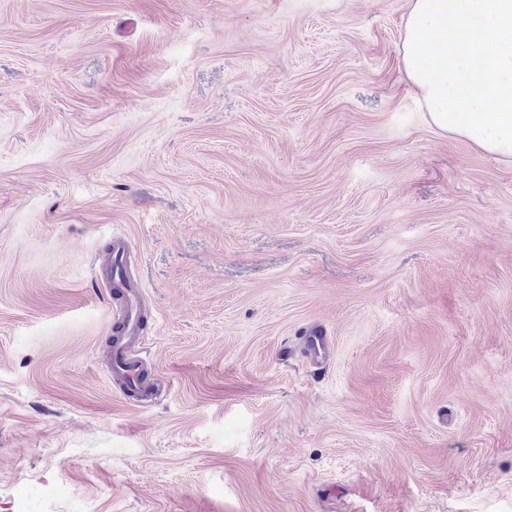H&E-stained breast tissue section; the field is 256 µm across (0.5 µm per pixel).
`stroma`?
Segmentation results:
<instances>
[{
    "mask_svg": "<svg viewBox=\"0 0 512 512\" xmlns=\"http://www.w3.org/2000/svg\"><path fill=\"white\" fill-rule=\"evenodd\" d=\"M408 8L0 0V512H512V161L428 123ZM129 241L122 236H112L108 257L103 267L98 269V277L108 288L114 300L122 303V314L111 325L112 341L109 345L111 375L120 379L128 391L141 390V398L152 403L164 391L158 378L150 377L145 363L132 347L141 340V316L138 283L129 278L126 271V257ZM301 345L304 353L316 363L329 356V336L320 328H309L302 333Z\"/></svg>",
    "mask_w": 512,
    "mask_h": 512,
    "instance_id": "1",
    "label": "stroma"
}]
</instances>
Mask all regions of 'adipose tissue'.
I'll use <instances>...</instances> for the list:
<instances>
[{
    "label": "adipose tissue",
    "mask_w": 512,
    "mask_h": 512,
    "mask_svg": "<svg viewBox=\"0 0 512 512\" xmlns=\"http://www.w3.org/2000/svg\"><path fill=\"white\" fill-rule=\"evenodd\" d=\"M402 67L432 125L512 161V0H409Z\"/></svg>",
    "instance_id": "1"
}]
</instances>
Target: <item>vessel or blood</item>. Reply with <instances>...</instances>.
Instances as JSON below:
<instances>
[{
    "mask_svg": "<svg viewBox=\"0 0 512 512\" xmlns=\"http://www.w3.org/2000/svg\"><path fill=\"white\" fill-rule=\"evenodd\" d=\"M128 251V239L113 237L106 263L98 270L99 279L112 297L122 303V313L110 328L111 373L122 381L125 389L140 391L142 399L153 401L161 396L163 388L158 379L147 374L143 360L132 352L133 346L141 339L138 307L141 291L126 271ZM301 345L305 354L315 362H323L329 356V338L322 329L314 327L305 330Z\"/></svg>",
    "mask_w": 512,
    "mask_h": 512,
    "instance_id": "b4317fda",
    "label": "vessel or blood"
}]
</instances>
